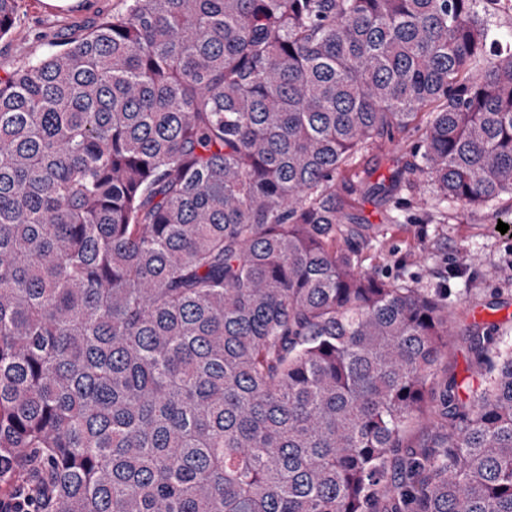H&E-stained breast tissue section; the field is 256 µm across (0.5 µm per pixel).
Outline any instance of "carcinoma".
I'll use <instances>...</instances> for the list:
<instances>
[{"instance_id": "cac0c4a2", "label": "carcinoma", "mask_w": 512, "mask_h": 512, "mask_svg": "<svg viewBox=\"0 0 512 512\" xmlns=\"http://www.w3.org/2000/svg\"><path fill=\"white\" fill-rule=\"evenodd\" d=\"M490 2L122 0L0 78L1 498L512 512V346L467 328L461 400L455 292L362 269L358 208L512 196ZM412 136L389 180L342 177Z\"/></svg>"}]
</instances>
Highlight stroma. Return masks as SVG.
Returning <instances> with one entry per match:
<instances>
[{
    "label": "stroma",
    "instance_id": "35a3bbf8",
    "mask_svg": "<svg viewBox=\"0 0 512 512\" xmlns=\"http://www.w3.org/2000/svg\"><path fill=\"white\" fill-rule=\"evenodd\" d=\"M120 7L121 0H19V21L0 39V78L41 57L49 42L83 33ZM406 148L401 140L385 143L358 158L348 174L372 182L389 179ZM360 206L370 223L386 224L388 203L365 199ZM510 207L507 198L481 209L454 205L447 223L427 224L421 220L425 206L416 202L400 211L399 223L386 224L385 234L362 253L364 269L400 274L423 286L451 274L450 284L459 293L448 311L454 334L445 362L464 400L481 389L483 378L463 329L479 320L492 333L490 351L512 345V234L497 229L499 211ZM426 247L432 250L427 257L422 254Z\"/></svg>",
    "mask_w": 512,
    "mask_h": 512
}]
</instances>
